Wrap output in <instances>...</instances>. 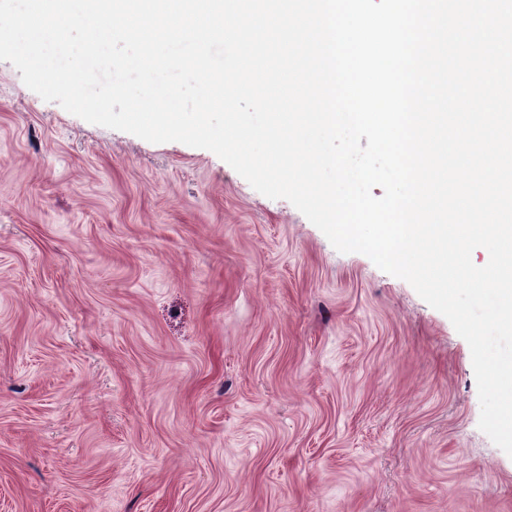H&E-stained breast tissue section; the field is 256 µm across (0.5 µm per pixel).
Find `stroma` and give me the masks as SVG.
<instances>
[{
  "instance_id": "obj_1",
  "label": "stroma",
  "mask_w": 512,
  "mask_h": 512,
  "mask_svg": "<svg viewBox=\"0 0 512 512\" xmlns=\"http://www.w3.org/2000/svg\"><path fill=\"white\" fill-rule=\"evenodd\" d=\"M480 412L408 282L0 61V512H512Z\"/></svg>"
}]
</instances>
